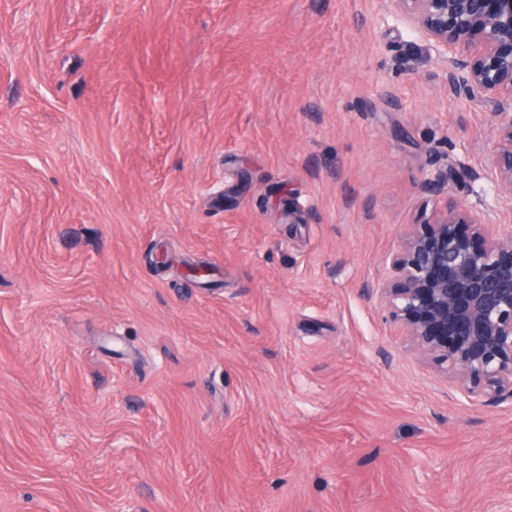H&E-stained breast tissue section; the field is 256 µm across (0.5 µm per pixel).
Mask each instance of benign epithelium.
Returning <instances> with one entry per match:
<instances>
[{
  "label": "benign epithelium",
  "mask_w": 512,
  "mask_h": 512,
  "mask_svg": "<svg viewBox=\"0 0 512 512\" xmlns=\"http://www.w3.org/2000/svg\"><path fill=\"white\" fill-rule=\"evenodd\" d=\"M448 64V86L470 98L512 102V0H393ZM500 197L512 203V113L497 112ZM470 178L462 164L424 174L431 218L402 235L376 291L390 321L463 391L512 394V229L495 209L472 212L443 195Z\"/></svg>",
  "instance_id": "7a95c632"
}]
</instances>
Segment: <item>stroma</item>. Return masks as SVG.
I'll return each instance as SVG.
<instances>
[{
  "mask_svg": "<svg viewBox=\"0 0 512 512\" xmlns=\"http://www.w3.org/2000/svg\"><path fill=\"white\" fill-rule=\"evenodd\" d=\"M496 108L392 0H0V512H512L375 292Z\"/></svg>",
  "mask_w": 512,
  "mask_h": 512,
  "instance_id": "stroma-1",
  "label": "stroma"
}]
</instances>
